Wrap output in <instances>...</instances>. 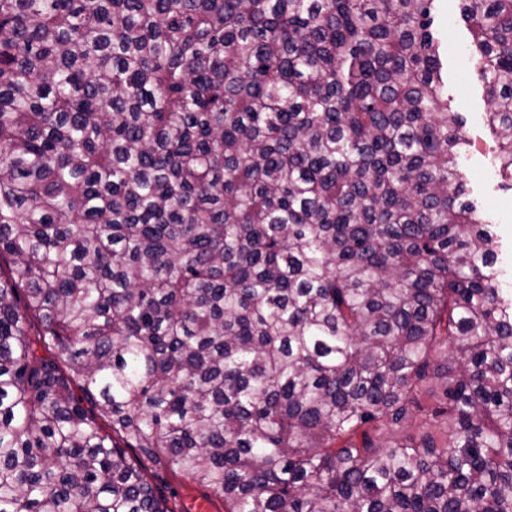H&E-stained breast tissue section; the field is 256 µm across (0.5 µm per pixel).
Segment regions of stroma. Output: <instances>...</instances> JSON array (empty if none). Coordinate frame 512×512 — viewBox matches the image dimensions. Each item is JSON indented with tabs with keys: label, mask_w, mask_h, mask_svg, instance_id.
<instances>
[{
	"label": "stroma",
	"mask_w": 512,
	"mask_h": 512,
	"mask_svg": "<svg viewBox=\"0 0 512 512\" xmlns=\"http://www.w3.org/2000/svg\"><path fill=\"white\" fill-rule=\"evenodd\" d=\"M460 0H435L437 30L444 38V72L448 109L463 119L462 133L469 143L460 169L468 190L497 236L495 270L501 288L512 291V184L496 165L497 142L487 122L483 84L471 59L470 32L460 17Z\"/></svg>",
	"instance_id": "obj_1"
}]
</instances>
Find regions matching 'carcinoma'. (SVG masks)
I'll return each instance as SVG.
<instances>
[{
    "instance_id": "obj_1",
    "label": "carcinoma",
    "mask_w": 512,
    "mask_h": 512,
    "mask_svg": "<svg viewBox=\"0 0 512 512\" xmlns=\"http://www.w3.org/2000/svg\"><path fill=\"white\" fill-rule=\"evenodd\" d=\"M433 3L0 0V512H175L131 451L224 512H512ZM462 17L512 180V0Z\"/></svg>"
}]
</instances>
